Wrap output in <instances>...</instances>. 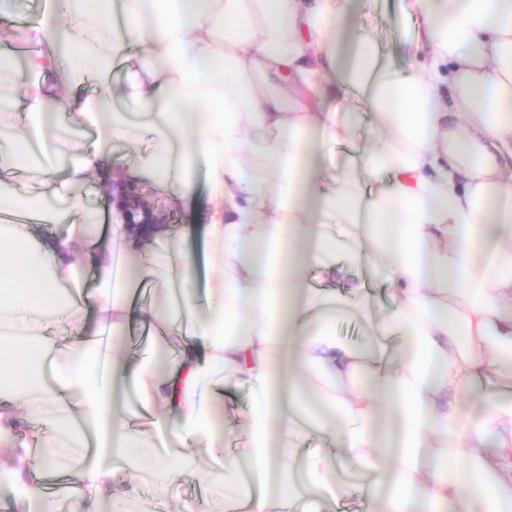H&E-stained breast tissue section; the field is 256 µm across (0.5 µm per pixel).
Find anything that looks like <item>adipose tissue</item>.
<instances>
[{"label": "adipose tissue", "mask_w": 512, "mask_h": 512, "mask_svg": "<svg viewBox=\"0 0 512 512\" xmlns=\"http://www.w3.org/2000/svg\"><path fill=\"white\" fill-rule=\"evenodd\" d=\"M355 8L53 0L21 32L0 29L1 43L25 46L0 65V172L27 173L0 184V440L42 429L39 447L0 458V475L37 512L45 490L27 475L58 456L78 462L70 512H104L120 462L174 478L187 433L201 443L195 459L223 457L207 482L239 512H333L330 485L360 482L382 490L374 512H512V0H420L405 48L427 59L403 79L354 31ZM131 57L119 110L108 82ZM91 76L94 103L61 93ZM350 89L380 136L353 163L387 183L368 191L352 174L325 193L326 159L354 131L326 103ZM89 126L98 137L72 139ZM143 132L139 167L155 187L191 199L204 166L207 223L149 230L116 214L111 244L79 251L96 224L74 187L104 167L125 178L110 147ZM48 139L72 158L65 178L38 161ZM194 235L224 266L202 305ZM82 259L97 279L90 294ZM342 263L380 269L390 313L375 319L309 287L310 268L330 277ZM152 278L160 308L134 297ZM339 318L402 343H347L331 327ZM133 322L150 329L159 362L116 352ZM218 370L264 396L241 422L240 455L224 451L219 393L197 398ZM461 395L485 415L463 418L451 402ZM155 413L171 433L161 454L137 427ZM302 432L324 447H300Z\"/></svg>", "instance_id": "obj_1"}]
</instances>
